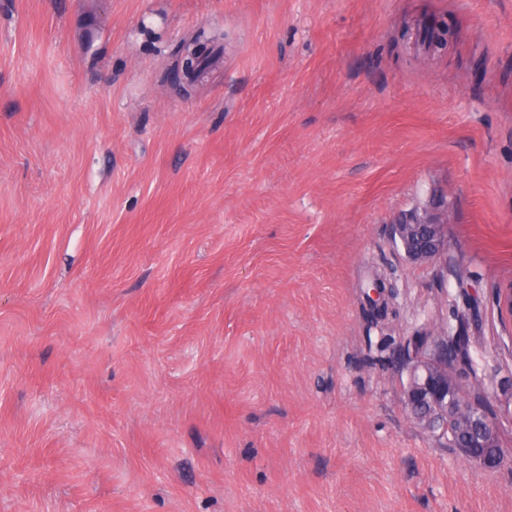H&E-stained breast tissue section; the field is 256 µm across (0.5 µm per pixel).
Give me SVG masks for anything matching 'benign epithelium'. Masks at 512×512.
<instances>
[{
  "label": "benign epithelium",
  "instance_id": "benign-epithelium-1",
  "mask_svg": "<svg viewBox=\"0 0 512 512\" xmlns=\"http://www.w3.org/2000/svg\"><path fill=\"white\" fill-rule=\"evenodd\" d=\"M391 237L413 265H429L448 250L447 225L432 219L401 218L392 224ZM454 339L426 324L394 348L398 371H407V399L425 410L415 425L430 436L436 423L444 431L464 427L453 444L463 458L485 469L512 468V448L503 447L496 417L484 411L485 394L472 396L465 406L457 403L471 374L450 353Z\"/></svg>",
  "mask_w": 512,
  "mask_h": 512
}]
</instances>
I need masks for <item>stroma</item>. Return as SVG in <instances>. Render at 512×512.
Here are the masks:
<instances>
[{"label": "stroma", "mask_w": 512, "mask_h": 512, "mask_svg": "<svg viewBox=\"0 0 512 512\" xmlns=\"http://www.w3.org/2000/svg\"><path fill=\"white\" fill-rule=\"evenodd\" d=\"M421 205L448 252L413 266ZM510 282L512 0H0V512H512L380 348L473 297L511 386ZM392 243L403 249L406 260L418 266L432 264L448 250L447 224L405 216L391 226Z\"/></svg>", "instance_id": "obj_1"}]
</instances>
